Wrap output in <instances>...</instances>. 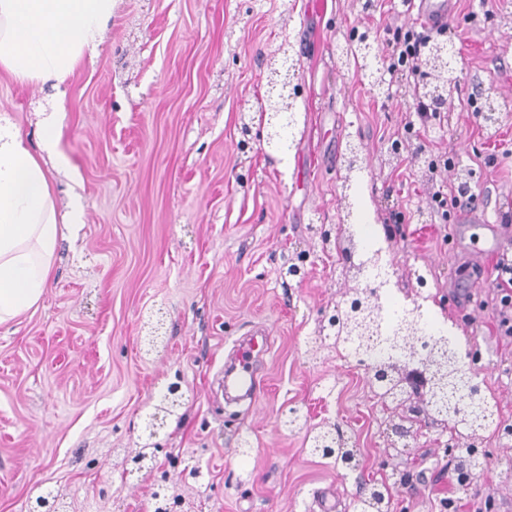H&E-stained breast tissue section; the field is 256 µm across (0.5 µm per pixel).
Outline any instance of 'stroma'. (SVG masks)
I'll use <instances>...</instances> for the list:
<instances>
[{"mask_svg": "<svg viewBox=\"0 0 512 512\" xmlns=\"http://www.w3.org/2000/svg\"><path fill=\"white\" fill-rule=\"evenodd\" d=\"M404 19L378 0H116L105 37L62 88L0 74V113L44 158L65 230L40 301L0 325V512H360L379 486L393 512H512V338L495 329V253L480 228L454 244L443 182L512 217V0H456L444 37L456 89L416 124L404 87L373 89L340 49L366 37L388 68ZM286 45L285 76L274 54ZM301 88L285 146L254 120L283 79ZM401 141L400 156L389 148ZM363 147L362 169L345 155ZM454 151L453 170L433 158ZM373 220L397 300L438 309L495 423L469 488L443 449L454 432L404 421L365 365L323 338L359 284L335 237ZM302 262L301 276L288 274ZM265 329L264 387L226 403L234 340ZM176 394H168L171 384ZM340 433L360 465L311 449Z\"/></svg>", "mask_w": 512, "mask_h": 512, "instance_id": "35a3bbf8", "label": "stroma"}]
</instances>
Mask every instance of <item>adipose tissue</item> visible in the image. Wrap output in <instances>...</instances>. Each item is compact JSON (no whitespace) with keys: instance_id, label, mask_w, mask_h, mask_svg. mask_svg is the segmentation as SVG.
<instances>
[{"instance_id":"adipose-tissue-1","label":"adipose tissue","mask_w":512,"mask_h":512,"mask_svg":"<svg viewBox=\"0 0 512 512\" xmlns=\"http://www.w3.org/2000/svg\"><path fill=\"white\" fill-rule=\"evenodd\" d=\"M115 0H0V73L63 86L95 52ZM52 178L0 115V325L33 307L52 273L59 236Z\"/></svg>"}]
</instances>
